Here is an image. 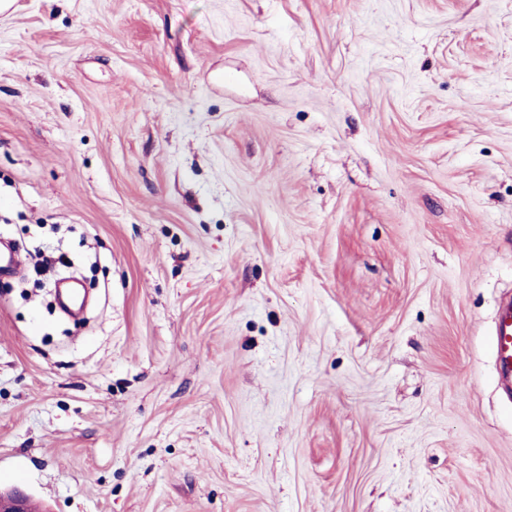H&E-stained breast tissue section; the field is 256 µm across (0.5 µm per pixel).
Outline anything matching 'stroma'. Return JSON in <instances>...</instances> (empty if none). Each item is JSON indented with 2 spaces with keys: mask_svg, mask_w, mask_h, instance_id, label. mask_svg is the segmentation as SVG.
<instances>
[{
  "mask_svg": "<svg viewBox=\"0 0 512 512\" xmlns=\"http://www.w3.org/2000/svg\"><path fill=\"white\" fill-rule=\"evenodd\" d=\"M3 243L31 512H512V0H15ZM496 370L501 381L512 378V303L502 305L498 312L491 340Z\"/></svg>",
  "mask_w": 512,
  "mask_h": 512,
  "instance_id": "35a3bbf8",
  "label": "stroma"
}]
</instances>
